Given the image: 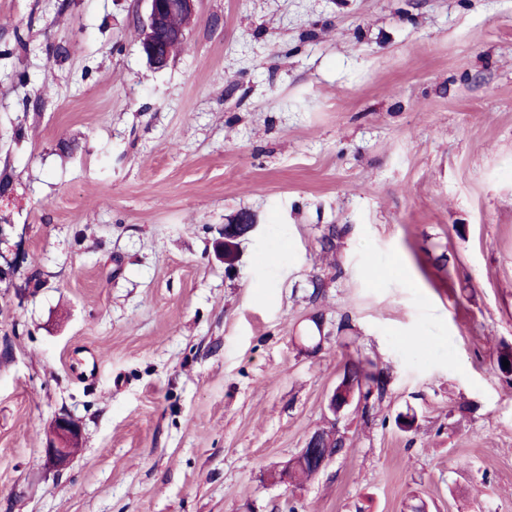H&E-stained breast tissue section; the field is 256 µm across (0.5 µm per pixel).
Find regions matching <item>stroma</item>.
<instances>
[{
	"mask_svg": "<svg viewBox=\"0 0 512 512\" xmlns=\"http://www.w3.org/2000/svg\"><path fill=\"white\" fill-rule=\"evenodd\" d=\"M147 13L0 0V512H512V0ZM148 15L144 26L142 48L150 62L157 68L167 65L169 57L164 47V39L180 40L185 35V22L190 23L195 14L199 0H179V10L184 18V25L177 29L174 25H181L183 19L179 14L172 16L167 7L166 0H147ZM354 375L353 397L357 394L358 401L363 402L364 412L368 410L372 399L380 401L383 398L385 389L380 372L366 369L364 366L355 367L354 373L349 371L342 377L328 399L327 408L334 420L351 403L352 394L346 391L345 387L352 383ZM81 427L68 416H59L49 427L45 455L57 468L66 467L79 449ZM328 446L329 441L321 430L313 432L299 454L284 465L281 471L283 481L288 483V472H292L295 480L305 478L308 472L318 474L330 459L325 451Z\"/></svg>",
	"mask_w": 512,
	"mask_h": 512,
	"instance_id": "stroma-1",
	"label": "stroma"
}]
</instances>
